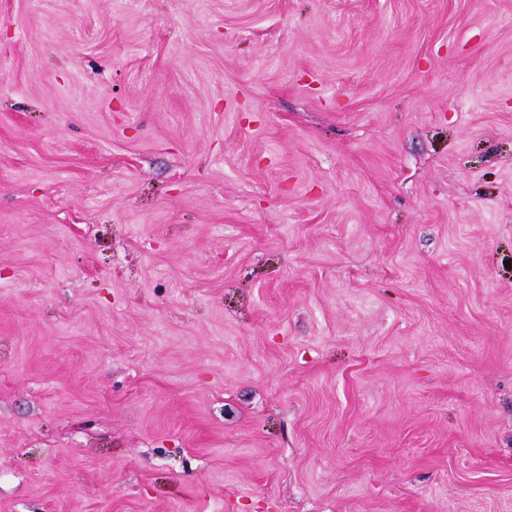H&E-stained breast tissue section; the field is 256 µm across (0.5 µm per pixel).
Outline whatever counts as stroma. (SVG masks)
Returning <instances> with one entry per match:
<instances>
[{
  "label": "stroma",
  "instance_id": "35a3bbf8",
  "mask_svg": "<svg viewBox=\"0 0 512 512\" xmlns=\"http://www.w3.org/2000/svg\"><path fill=\"white\" fill-rule=\"evenodd\" d=\"M0 512H512V0H0Z\"/></svg>",
  "mask_w": 512,
  "mask_h": 512
}]
</instances>
